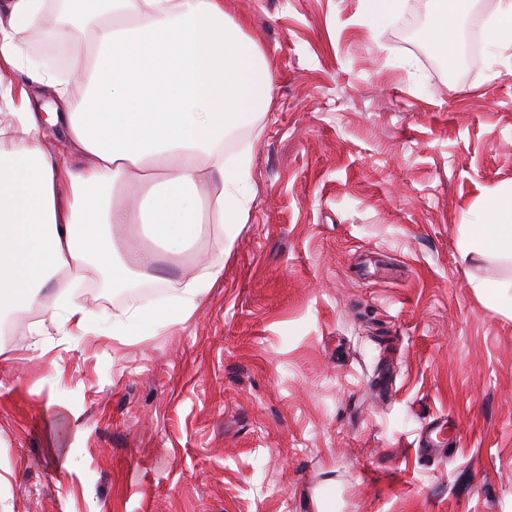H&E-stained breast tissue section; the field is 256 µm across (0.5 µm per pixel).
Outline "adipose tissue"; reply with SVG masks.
I'll return each mask as SVG.
<instances>
[{"instance_id": "adipose-tissue-1", "label": "adipose tissue", "mask_w": 512, "mask_h": 512, "mask_svg": "<svg viewBox=\"0 0 512 512\" xmlns=\"http://www.w3.org/2000/svg\"><path fill=\"white\" fill-rule=\"evenodd\" d=\"M48 0L0 5V322L39 307L61 334L91 314L72 294L88 269L113 283L154 280L156 249L180 253L204 223L233 235L252 201L250 156L224 136L256 122L272 74L256 44L227 26L224 0ZM428 39L456 60L469 0H427ZM90 36L88 65L58 74L30 57ZM59 133L65 150L45 148ZM465 254L512 258V186L492 189ZM224 271L209 264L165 306H129L116 336L183 322Z\"/></svg>"}]
</instances>
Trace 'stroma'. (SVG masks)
<instances>
[{
  "label": "stroma",
  "mask_w": 512,
  "mask_h": 512,
  "mask_svg": "<svg viewBox=\"0 0 512 512\" xmlns=\"http://www.w3.org/2000/svg\"><path fill=\"white\" fill-rule=\"evenodd\" d=\"M270 102L232 240L163 258L158 292L80 293L95 321L224 274L134 339L41 320L0 342V512H512V260L462 261L512 185V60L437 67L426 0L375 32L362 0H224ZM458 440L418 450L432 417Z\"/></svg>",
  "instance_id": "1"
}]
</instances>
